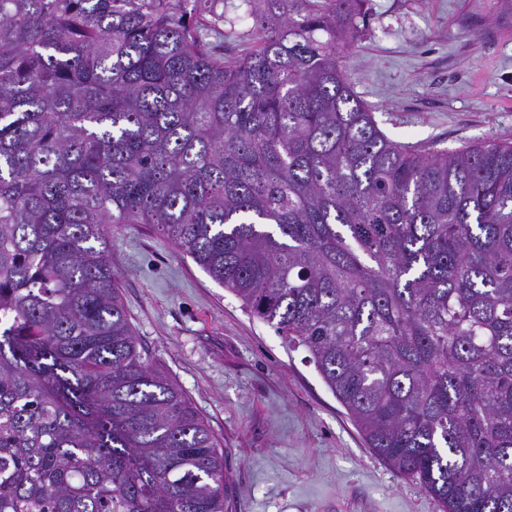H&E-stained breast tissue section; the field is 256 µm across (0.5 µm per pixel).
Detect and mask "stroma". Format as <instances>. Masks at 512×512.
<instances>
[{
    "mask_svg": "<svg viewBox=\"0 0 512 512\" xmlns=\"http://www.w3.org/2000/svg\"><path fill=\"white\" fill-rule=\"evenodd\" d=\"M341 65L391 140L416 148L512 142V0H367ZM150 361L224 451V512H442L368 447L303 349L155 227L109 243Z\"/></svg>",
    "mask_w": 512,
    "mask_h": 512,
    "instance_id": "35a3bbf8",
    "label": "stroma"
}]
</instances>
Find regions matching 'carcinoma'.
<instances>
[{"label": "carcinoma", "instance_id": "1", "mask_svg": "<svg viewBox=\"0 0 512 512\" xmlns=\"http://www.w3.org/2000/svg\"><path fill=\"white\" fill-rule=\"evenodd\" d=\"M0 0V512H224L108 238L151 224L443 512H512V143L416 149L345 78L365 0ZM236 37V56L213 42Z\"/></svg>", "mask_w": 512, "mask_h": 512}]
</instances>
